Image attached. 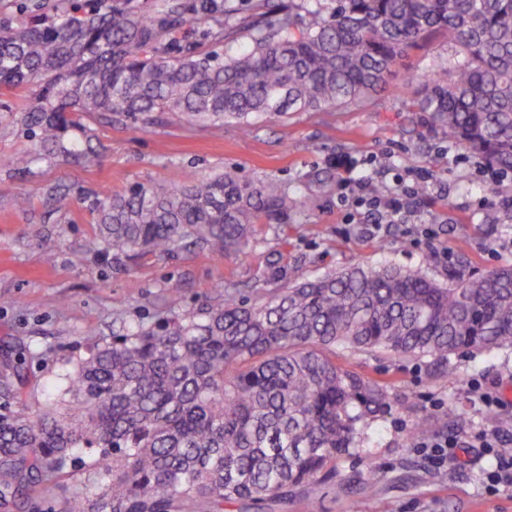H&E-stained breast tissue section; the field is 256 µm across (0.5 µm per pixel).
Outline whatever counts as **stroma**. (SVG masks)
Segmentation results:
<instances>
[{
  "mask_svg": "<svg viewBox=\"0 0 512 512\" xmlns=\"http://www.w3.org/2000/svg\"><path fill=\"white\" fill-rule=\"evenodd\" d=\"M446 49L437 38L430 49L411 50L389 89L367 105L264 116L248 137L233 122L151 125L142 115L97 127L92 144L103 160L95 168L58 164L0 114V365L25 353L27 365L12 381L32 410L54 402L61 375L92 337L109 339L165 317L172 288L189 311L228 283L253 298L278 268L296 266L314 277L388 263L444 282L460 249L477 274L512 264V172L478 164L427 113L415 111L406 90ZM224 170L277 180L298 199L283 241L261 224L245 254L221 261L196 250L118 264L96 251L93 208L102 191L172 180L190 185ZM359 176L375 180L385 195L417 180L425 191L390 220L356 203ZM52 188L69 194V210H55ZM451 362L448 375L425 372L413 358H354L353 367L389 383L398 400L372 423L359 452L338 459L332 478L290 491L287 500L228 504L224 512H512V487L492 493L483 484L496 460L474 439L490 428L512 449V405L487 424L472 391L477 381L512 392V350ZM451 411L463 413V428L443 423ZM421 429L456 441L460 466H432L416 447Z\"/></svg>",
  "mask_w": 512,
  "mask_h": 512,
  "instance_id": "35a3bbf8",
  "label": "stroma"
}]
</instances>
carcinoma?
<instances>
[{"mask_svg":"<svg viewBox=\"0 0 512 512\" xmlns=\"http://www.w3.org/2000/svg\"><path fill=\"white\" fill-rule=\"evenodd\" d=\"M188 13L223 52L176 44ZM437 32L448 58L407 91L448 137L512 172V0H264L246 17L238 0H161L149 13L88 0L50 22L0 20V94L24 91L0 112L48 154L93 167L89 121L233 119L248 135L264 115L364 103ZM292 202L285 186L232 172L103 192L96 248L117 261L191 248L222 260L264 220L280 237ZM467 268L457 254L440 283L391 264L313 278L295 267L250 304L227 287L196 311L172 288L170 317L72 363L63 415L32 417L0 373L15 405L0 413V512H41L37 488L77 461L87 483L53 512H224L329 477L396 404L347 360L382 352L451 374V355L512 349V265Z\"/></svg>","mask_w":512,"mask_h":512,"instance_id":"1","label":"carcinoma"}]
</instances>
